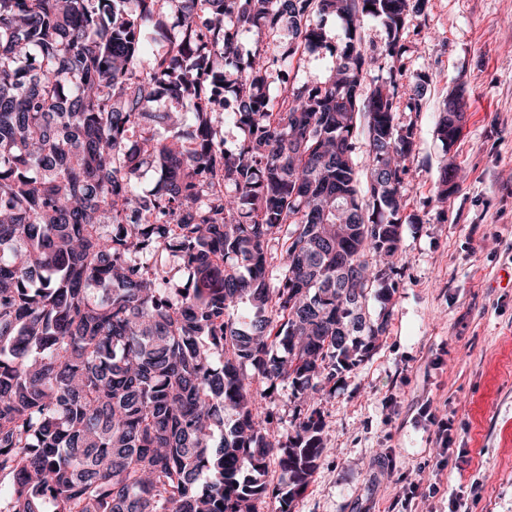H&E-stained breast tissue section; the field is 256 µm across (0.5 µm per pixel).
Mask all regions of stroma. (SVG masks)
<instances>
[{"instance_id": "35a3bbf8", "label": "stroma", "mask_w": 512, "mask_h": 512, "mask_svg": "<svg viewBox=\"0 0 512 512\" xmlns=\"http://www.w3.org/2000/svg\"><path fill=\"white\" fill-rule=\"evenodd\" d=\"M403 41L407 73L431 81L421 111L395 114L414 129L396 289L365 307L388 327L319 400L331 452L293 512H512V0H429ZM455 92L448 149L436 126ZM447 165L463 178L440 202ZM415 484L438 492L396 507Z\"/></svg>"}]
</instances>
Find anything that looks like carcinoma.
I'll list each match as a JSON object with an SVG mask.
<instances>
[{"label":"carcinoma","mask_w":512,"mask_h":512,"mask_svg":"<svg viewBox=\"0 0 512 512\" xmlns=\"http://www.w3.org/2000/svg\"><path fill=\"white\" fill-rule=\"evenodd\" d=\"M427 2L0 0V512H290L324 452L315 399L388 324L363 306L391 298L414 139L395 114L430 81L397 62ZM327 16L336 68L299 83ZM280 388L284 439L261 407ZM262 407L264 411L273 414V429L275 434H294L293 415L294 403L291 400L289 389H280L272 398L263 400Z\"/></svg>","instance_id":"carcinoma-1"}]
</instances>
